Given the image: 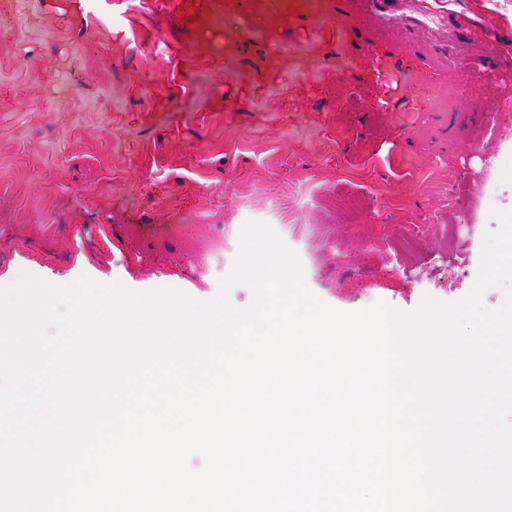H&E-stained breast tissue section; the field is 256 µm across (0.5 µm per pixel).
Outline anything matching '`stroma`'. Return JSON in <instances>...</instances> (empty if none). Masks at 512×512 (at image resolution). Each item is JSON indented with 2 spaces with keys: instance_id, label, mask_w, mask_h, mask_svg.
<instances>
[{
  "instance_id": "stroma-1",
  "label": "stroma",
  "mask_w": 512,
  "mask_h": 512,
  "mask_svg": "<svg viewBox=\"0 0 512 512\" xmlns=\"http://www.w3.org/2000/svg\"><path fill=\"white\" fill-rule=\"evenodd\" d=\"M188 7L180 17V7ZM481 65L448 63V11ZM0 0V287L213 298V225L267 223L355 311L466 296L512 218V0ZM452 224L469 239L448 237Z\"/></svg>"
}]
</instances>
